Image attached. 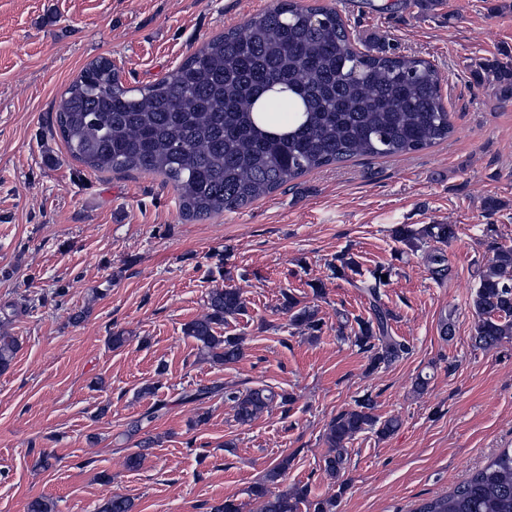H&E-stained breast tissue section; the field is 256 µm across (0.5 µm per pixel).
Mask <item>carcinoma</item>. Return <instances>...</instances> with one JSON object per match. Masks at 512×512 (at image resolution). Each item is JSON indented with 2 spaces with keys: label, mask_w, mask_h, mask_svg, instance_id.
<instances>
[{
  "label": "carcinoma",
  "mask_w": 512,
  "mask_h": 512,
  "mask_svg": "<svg viewBox=\"0 0 512 512\" xmlns=\"http://www.w3.org/2000/svg\"><path fill=\"white\" fill-rule=\"evenodd\" d=\"M56 124L72 157L96 171L159 173L176 190L182 213L196 218L244 208L323 166L417 152L453 132L441 77L431 62L355 50L336 10L304 7L299 0H277L150 85L124 86L107 58L91 63L61 99ZM455 234L453 224L402 226L395 240L418 248L447 243ZM427 260L433 277L448 274L442 252H429ZM384 275L390 270L359 285L372 316L357 321L351 336L373 367L410 351L389 333L390 313L380 303ZM472 305L476 348L491 349L512 336V245L494 247L479 269ZM244 308L240 289L214 288L207 313L186 325V336L204 358L233 364L243 355L242 341L216 330ZM285 309L295 329L321 330L315 311L295 297L286 296ZM18 348L16 337L0 332V368L10 365ZM219 393L240 424L252 422L277 399L284 406L290 402L270 388L225 385L186 391L182 400L202 403ZM166 409V403H154L127 423V436L138 435ZM372 409L365 395L329 423L322 467L327 477L335 479L344 469L348 441L368 430L385 437L398 427L397 419L381 421ZM289 464L283 459L252 487L258 512H301L303 506L307 512H336V497L312 501L306 485L271 491ZM133 508L129 496L114 494L99 512ZM414 512H512V449Z\"/></svg>",
  "instance_id": "obj_1"
}]
</instances>
